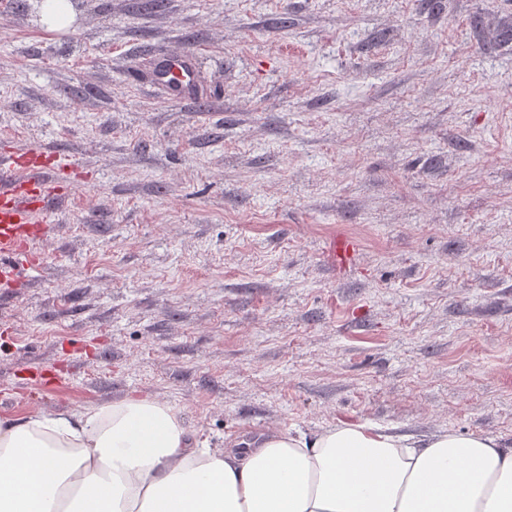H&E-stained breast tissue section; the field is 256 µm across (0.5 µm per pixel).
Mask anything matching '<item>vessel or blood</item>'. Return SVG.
<instances>
[{"mask_svg": "<svg viewBox=\"0 0 512 512\" xmlns=\"http://www.w3.org/2000/svg\"><path fill=\"white\" fill-rule=\"evenodd\" d=\"M153 72L167 100H191L195 72L190 52L155 60ZM69 165V160L58 154L46 163L30 150L0 151V284L18 283L22 273L32 269L27 246L40 232L51 203L58 199L59 171Z\"/></svg>", "mask_w": 512, "mask_h": 512, "instance_id": "vessel-or-blood-1", "label": "vessel or blood"}]
</instances>
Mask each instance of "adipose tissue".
<instances>
[{"label": "adipose tissue", "mask_w": 512, "mask_h": 512, "mask_svg": "<svg viewBox=\"0 0 512 512\" xmlns=\"http://www.w3.org/2000/svg\"><path fill=\"white\" fill-rule=\"evenodd\" d=\"M0 512H512V448L370 423L211 448L140 395L0 418Z\"/></svg>", "instance_id": "ef3b65f1"}]
</instances>
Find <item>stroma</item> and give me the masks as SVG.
<instances>
[{
	"label": "stroma",
	"mask_w": 512,
	"mask_h": 512,
	"mask_svg": "<svg viewBox=\"0 0 512 512\" xmlns=\"http://www.w3.org/2000/svg\"><path fill=\"white\" fill-rule=\"evenodd\" d=\"M148 2L0 0V141L75 168L0 287V417L512 445V0ZM187 49L208 105L153 77Z\"/></svg>",
	"instance_id": "obj_1"
}]
</instances>
